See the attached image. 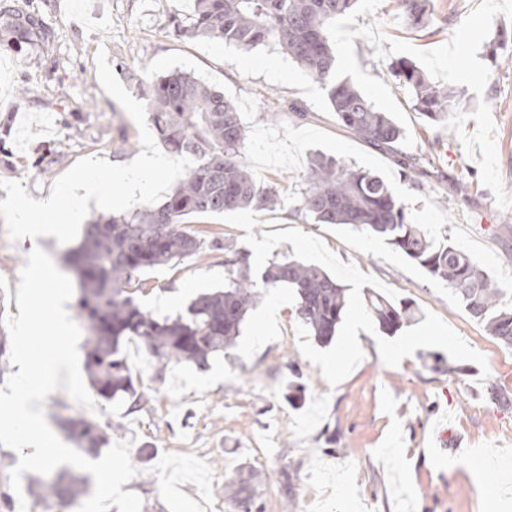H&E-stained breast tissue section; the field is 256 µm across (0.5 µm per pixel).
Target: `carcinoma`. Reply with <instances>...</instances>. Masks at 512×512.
Listing matches in <instances>:
<instances>
[{
  "label": "carcinoma",
  "instance_id": "obj_1",
  "mask_svg": "<svg viewBox=\"0 0 512 512\" xmlns=\"http://www.w3.org/2000/svg\"><path fill=\"white\" fill-rule=\"evenodd\" d=\"M356 0H194L188 24L192 37L216 39L242 49L278 43L327 91L329 104L343 127L358 139L397 150L404 130L370 103L347 78H332L336 63L326 24L349 12ZM404 22L432 25L427 0H398ZM40 40L53 32L38 14L17 3H0V48ZM397 76L415 107L428 118L457 111L455 91L433 82L413 61L402 59ZM147 117L162 144L193 161L185 177L161 204L142 205L128 213L99 216L84 225L82 240L69 263L81 288L79 317L86 329V369L97 395L140 402L123 355V345L140 340L159 370L171 364L203 365L232 348L260 290L291 288L298 314L314 338L324 344L336 336L348 305L347 288L315 265L289 256L275 258L254 273L248 251L228 239L201 238L185 229L227 212L279 205L277 187L256 179L244 161L246 127L224 93L189 73L175 70L142 81ZM294 210L316 224H345L385 240L448 285L461 307L483 323L488 333L512 347V292L492 282L471 258L444 238L438 240L408 219L405 203L380 175L354 169L324 156L314 157L304 176ZM224 251V287L199 295L186 314L159 319L144 309L129 288L139 285L146 268L169 265L203 248ZM367 314L386 335L416 320L409 301L395 303L378 293L366 298ZM75 442L86 452L106 443L100 427L85 420L69 422ZM257 474L231 479L238 512H252ZM80 494L72 478L41 484L43 499Z\"/></svg>",
  "mask_w": 512,
  "mask_h": 512
}]
</instances>
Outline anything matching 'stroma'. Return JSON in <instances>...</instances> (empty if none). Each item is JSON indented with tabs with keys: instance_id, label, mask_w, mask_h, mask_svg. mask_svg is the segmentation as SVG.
Returning a JSON list of instances; mask_svg holds the SVG:
<instances>
[{
	"instance_id": "1",
	"label": "stroma",
	"mask_w": 512,
	"mask_h": 512,
	"mask_svg": "<svg viewBox=\"0 0 512 512\" xmlns=\"http://www.w3.org/2000/svg\"><path fill=\"white\" fill-rule=\"evenodd\" d=\"M192 0H27L51 28L50 46L0 50V180L21 182L41 199L79 159L137 157V125L99 83L98 49L134 99L139 80L179 69L224 91L248 127L245 161L276 185L280 208L243 209L194 225L255 254L254 270L277 255L321 267L347 288L350 304L332 342H316L297 314L291 289L270 290L250 310L229 355L206 366L150 365L133 381L136 412L97 400L96 411L47 397L45 418L63 442L66 420L100 425L108 445L126 442L135 475L122 489L142 512H237L229 482L256 471L261 512H480L486 488L512 503V347L473 320L443 283L401 252L341 224H316L293 211L311 157L323 155L381 175L406 204L412 223L447 236L489 277L512 288V205L498 207L479 168L442 122L427 120L392 74L394 55L354 40L362 70L383 80L410 120L412 146L391 154L347 132L325 90L276 43L251 50L189 38L174 30ZM436 22L406 25L394 0L357 16L393 39L429 50L448 42L475 0H430ZM497 15L479 59L490 76L483 95L458 86L462 111L484 98L495 121L504 191L512 198V65ZM276 61L271 76L268 61ZM470 184L455 197L459 181ZM451 204H443V197ZM30 250L0 222V320L19 313V274ZM135 294L158 317L185 311L198 294L224 285V254L209 251L145 270ZM410 300L418 321L395 335L369 318L366 291ZM447 420L465 446L439 457L430 431ZM479 462L469 474V462Z\"/></svg>"
}]
</instances>
